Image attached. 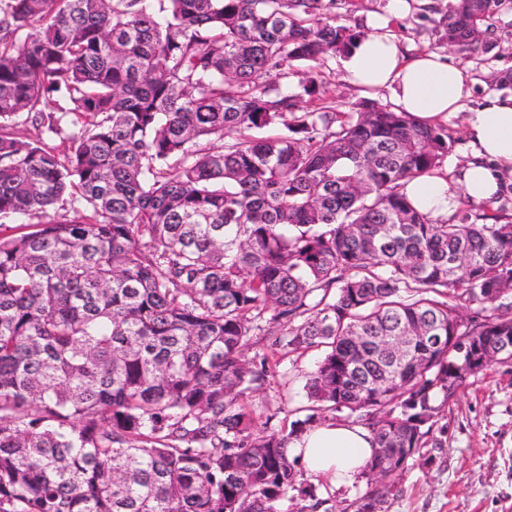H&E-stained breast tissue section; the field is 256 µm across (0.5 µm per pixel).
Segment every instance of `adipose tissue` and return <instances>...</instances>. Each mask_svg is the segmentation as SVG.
Wrapping results in <instances>:
<instances>
[{"mask_svg":"<svg viewBox=\"0 0 512 512\" xmlns=\"http://www.w3.org/2000/svg\"><path fill=\"white\" fill-rule=\"evenodd\" d=\"M409 9L408 0H388L386 13L372 15L368 31L341 59L343 79L364 93L387 92L394 111L428 126L464 113L472 159L457 184L439 170L403 188L416 209L438 218L452 212L460 198L492 200L512 180V94H493L468 107L472 81L463 68L432 51L408 54L389 32L391 19ZM376 448L366 427L327 420L295 436L288 452L315 480L339 486L356 481Z\"/></svg>","mask_w":512,"mask_h":512,"instance_id":"adipose-tissue-1","label":"adipose tissue"}]
</instances>
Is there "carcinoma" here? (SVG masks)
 I'll use <instances>...</instances> for the list:
<instances>
[{"label":"carcinoma","mask_w":512,"mask_h":512,"mask_svg":"<svg viewBox=\"0 0 512 512\" xmlns=\"http://www.w3.org/2000/svg\"><path fill=\"white\" fill-rule=\"evenodd\" d=\"M324 2L0 0V512H318L287 448L338 413L390 449L354 503L384 512L453 397V337L472 376L512 345V222L403 193L446 130L371 101L303 112L315 71L280 89L360 36ZM506 2L454 0L441 37L475 48ZM403 329L395 363L373 339ZM261 335L325 348L288 431L243 404L273 371L244 359Z\"/></svg>","instance_id":"carcinoma-1"}]
</instances>
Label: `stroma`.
<instances>
[{
	"instance_id": "1",
	"label": "stroma",
	"mask_w": 512,
	"mask_h": 512,
	"mask_svg": "<svg viewBox=\"0 0 512 512\" xmlns=\"http://www.w3.org/2000/svg\"><path fill=\"white\" fill-rule=\"evenodd\" d=\"M448 0H414L405 17L391 19L390 29L413 50H431L465 67L475 79L471 103L480 105L496 91L495 76L512 74V8L493 19L496 47L473 53L449 47L436 23ZM340 55L327 56L318 71L322 98L305 100L311 112L324 104L354 111L361 97L342 80ZM268 358L274 374L250 394L246 406L257 425L283 426L304 418L305 385L322 358L321 351L288 352L253 339L248 361ZM387 512H512V364H496L468 379L445 402L427 446L392 480Z\"/></svg>"
}]
</instances>
